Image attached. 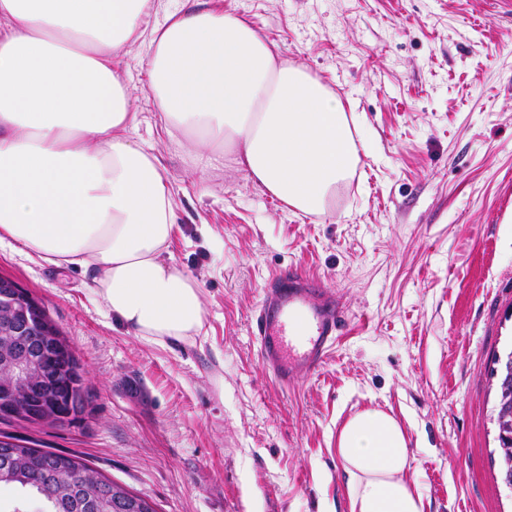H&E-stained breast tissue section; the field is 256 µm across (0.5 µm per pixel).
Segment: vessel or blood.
<instances>
[{"label": "vessel or blood", "instance_id": "1", "mask_svg": "<svg viewBox=\"0 0 512 512\" xmlns=\"http://www.w3.org/2000/svg\"><path fill=\"white\" fill-rule=\"evenodd\" d=\"M345 322L335 294L303 271L288 268L265 288L256 319L263 368L284 385L317 374Z\"/></svg>", "mask_w": 512, "mask_h": 512}]
</instances>
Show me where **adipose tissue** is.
Segmentation results:
<instances>
[{
  "mask_svg": "<svg viewBox=\"0 0 512 512\" xmlns=\"http://www.w3.org/2000/svg\"><path fill=\"white\" fill-rule=\"evenodd\" d=\"M154 0H0V242L92 276L105 308L154 343L201 335L198 283L166 258L176 213L152 147L134 140L125 49L148 40L169 131L224 157L293 213L320 216L361 161V118L245 16ZM350 512H427L409 438L379 409L337 435Z\"/></svg>",
  "mask_w": 512,
  "mask_h": 512,
  "instance_id": "adipose-tissue-1",
  "label": "adipose tissue"
}]
</instances>
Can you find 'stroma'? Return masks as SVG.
<instances>
[{
    "instance_id": "stroma-1",
    "label": "stroma",
    "mask_w": 512,
    "mask_h": 512,
    "mask_svg": "<svg viewBox=\"0 0 512 512\" xmlns=\"http://www.w3.org/2000/svg\"><path fill=\"white\" fill-rule=\"evenodd\" d=\"M247 16L282 57L366 121L357 174L326 215H293L231 162L169 136L143 47L122 76L178 222L171 260L195 278L202 336L156 344L107 312L90 277L0 243V275L41 299L87 370L79 428L11 426L78 452L158 512H349L336 433L378 408L406 430L428 512H512L499 477L490 360L512 345V0H157ZM341 297L322 370L282 388L254 336L288 267Z\"/></svg>"
}]
</instances>
